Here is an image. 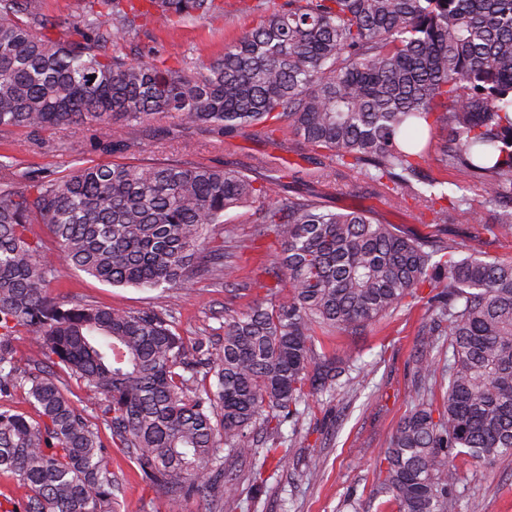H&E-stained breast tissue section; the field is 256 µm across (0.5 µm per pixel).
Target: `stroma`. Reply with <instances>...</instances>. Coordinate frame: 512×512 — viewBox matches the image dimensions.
Instances as JSON below:
<instances>
[{
  "instance_id": "obj_1",
  "label": "stroma",
  "mask_w": 512,
  "mask_h": 512,
  "mask_svg": "<svg viewBox=\"0 0 512 512\" xmlns=\"http://www.w3.org/2000/svg\"><path fill=\"white\" fill-rule=\"evenodd\" d=\"M253 22V16L232 11L227 17L173 31L158 19L147 25L138 46L152 58L177 52L190 61H207L220 56L225 44L237 39ZM151 125L162 131L163 137L149 142L140 155L96 152L84 130L68 126L36 138L21 129L0 132V154L10 155L14 161L13 168L0 170V182L14 179L22 171L59 177L80 164L132 163L142 157L156 161L188 158L238 170L251 168L266 155L281 158L289 166L309 165L298 149H278L251 135L215 145L206 130L186 125L175 112L156 116ZM281 190L291 195L322 194L339 212L372 211L380 221L402 225L430 241L451 239L466 248L475 245L482 233L475 222L485 197L478 182L462 184L459 194L465 202L457 210L455 223L447 225L422 222L417 209L390 206L372 184L352 173L325 184L287 177ZM51 291L68 301H90L130 311L165 309L173 314L180 334L190 343L216 338L222 332L225 308L245 310L263 295L258 288L231 292L212 280L198 281L188 292L112 287L76 270L52 284ZM431 315L421 301L399 307L363 333L317 337V352L331 355L344 351L355 359L351 388L334 398L311 402L288 458L270 478L267 491L243 512H393L391 505L375 496L378 464L416 398L420 381L414 363L423 349L421 328ZM108 463L124 486L117 512H174L167 497L143 482L121 451L111 450ZM455 463L462 478L461 502L477 500L480 512H512L511 460L483 466L461 455ZM312 470L317 473L313 479L308 476Z\"/></svg>"
}]
</instances>
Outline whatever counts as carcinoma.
Returning <instances> with one entry per match:
<instances>
[{"label":"carcinoma","mask_w":512,"mask_h":512,"mask_svg":"<svg viewBox=\"0 0 512 512\" xmlns=\"http://www.w3.org/2000/svg\"><path fill=\"white\" fill-rule=\"evenodd\" d=\"M237 2L257 20L219 58L147 62L124 49L152 18L175 30L224 16V0H88L78 24L44 14L41 0H0V130L80 127L98 151L123 154L150 140L146 121L177 112L219 145L289 135L315 160L301 172L269 159L248 172L90 164L0 184V395L19 389L32 408L0 405V476L13 483L3 512H114L122 486L103 428L170 503L204 493L218 512H240V482L260 492L267 466L288 458L282 425L298 430L309 398L346 389L353 359L315 353L314 337L362 330L425 286L439 292L424 342L447 337L448 358H416L427 385L384 451L377 493L397 512H458L455 458H512V259L277 191L298 173L320 183L351 171L452 224L460 200L423 174L436 163L484 185L482 245L511 239L512 0ZM71 25L80 39L58 38ZM239 209L255 237L275 234L258 267L272 284L241 280L224 249L225 217ZM34 224L62 265L40 260ZM66 269L111 286L211 279L265 296L224 308V336L191 344L165 311L57 301L48 285ZM23 330L42 356L25 367Z\"/></svg>","instance_id":"obj_1"}]
</instances>
